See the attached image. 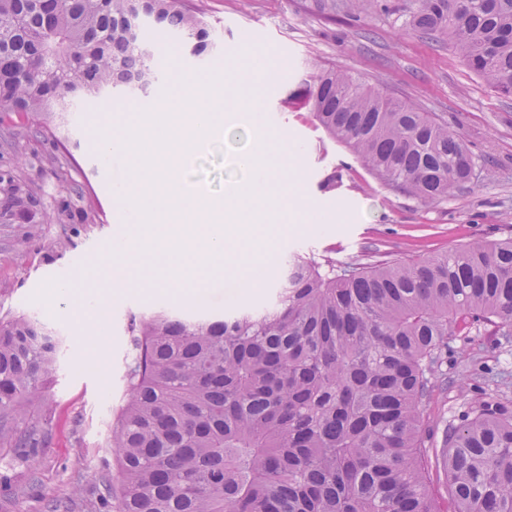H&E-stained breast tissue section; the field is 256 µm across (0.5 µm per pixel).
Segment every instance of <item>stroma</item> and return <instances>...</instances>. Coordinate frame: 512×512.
<instances>
[{"label":"stroma","mask_w":512,"mask_h":512,"mask_svg":"<svg viewBox=\"0 0 512 512\" xmlns=\"http://www.w3.org/2000/svg\"><path fill=\"white\" fill-rule=\"evenodd\" d=\"M211 27L219 48L197 58L182 53L180 40L154 35L158 78L139 97L151 109L179 71L209 75L225 69L246 70L260 58L271 73L262 91L268 123L288 130L303 151L302 190L323 210L342 208L338 224H321L293 234L270 226L261 251L274 252L262 287L238 288L234 274H224L208 288L188 296L157 290L109 297L105 331L108 372L98 379L76 349L78 322L71 298L49 300V282L63 279L85 291L81 271L107 264L112 240L124 233L113 214L115 178L91 141L101 130L96 109L81 113L70 136L81 143L70 155H56L43 136L18 117L0 120L15 134L14 144L0 142V172L21 178L35 192V219L0 215V319L34 315L62 339L56 370L46 392L49 443L36 456L0 447V512H47L49 503L67 512H100L93 488L117 475L108 443L119 408L127 398L125 366L131 317L175 308L187 315L222 314L225 308H262L275 299L278 262L292 253L330 258L337 264L417 259L468 244L512 237V97L497 94L471 72L444 39H431L406 24L405 13L365 9L330 18L311 0H192ZM346 69L388 95L430 112L460 133L477 163L475 176L432 206L383 185L347 149L318 127L300 107L284 108L289 82L309 64ZM252 134L240 126L221 142L199 149L181 171L184 182L214 197L242 183L230 165L232 155L247 150ZM65 178H58V171ZM76 208L72 222L56 219L64 203ZM36 237H28L30 225ZM486 396L512 405V342L490 329L474 330L451 345L437 375L425 416V436L438 448L449 424Z\"/></svg>","instance_id":"35a3bbf8"}]
</instances>
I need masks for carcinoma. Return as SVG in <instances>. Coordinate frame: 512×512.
Returning <instances> with one entry per match:
<instances>
[{
	"mask_svg": "<svg viewBox=\"0 0 512 512\" xmlns=\"http://www.w3.org/2000/svg\"><path fill=\"white\" fill-rule=\"evenodd\" d=\"M407 24L448 39L512 96V0H409ZM214 48L189 0H0V117L58 143L77 100L147 94L158 78L141 29ZM313 113L379 180L431 206L468 183L463 137L346 70L314 65L283 99ZM4 201L36 198L0 174ZM269 307L131 319L127 399L109 447L112 512H441L424 414L463 331L512 340V238L416 260L336 267L294 253ZM59 339L29 316L0 321V445L34 452ZM456 512H512V408L481 399L439 450Z\"/></svg>",
	"mask_w": 512,
	"mask_h": 512,
	"instance_id": "1",
	"label": "carcinoma"
}]
</instances>
